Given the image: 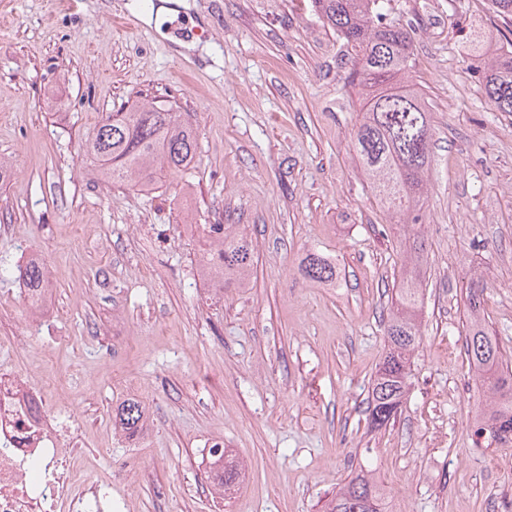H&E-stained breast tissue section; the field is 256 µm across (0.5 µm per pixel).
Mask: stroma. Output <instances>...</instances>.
Instances as JSON below:
<instances>
[{"label": "stroma", "instance_id": "35a3bbf8", "mask_svg": "<svg viewBox=\"0 0 512 512\" xmlns=\"http://www.w3.org/2000/svg\"><path fill=\"white\" fill-rule=\"evenodd\" d=\"M0 0V366L66 400L86 465L126 512H322L373 449L386 512H512V447L473 434L489 395L466 355L464 282L512 364V113L480 70L512 44L491 0H391L409 27L406 85L433 117L426 177L421 342L393 425L369 431L383 312L405 240L375 198L353 134L363 100L348 50L312 0ZM136 16L121 30L113 16ZM207 30L185 48L176 20ZM483 33L473 50L469 30ZM156 98L189 113L188 178L152 193L96 178L80 145L102 113ZM235 224L252 239L248 286L216 293L197 233ZM42 252L54 284L40 338L14 352L27 317L17 269ZM317 252L335 284L304 280ZM145 408L133 436L112 411ZM242 464L213 496L209 443Z\"/></svg>", "mask_w": 512, "mask_h": 512}]
</instances>
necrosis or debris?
Returning <instances> with one entry per match:
<instances>
[{"mask_svg":"<svg viewBox=\"0 0 512 512\" xmlns=\"http://www.w3.org/2000/svg\"><path fill=\"white\" fill-rule=\"evenodd\" d=\"M61 411L0 368V512H112L111 483L81 466Z\"/></svg>","mask_w":512,"mask_h":512,"instance_id":"1","label":"necrosis or debris"}]
</instances>
